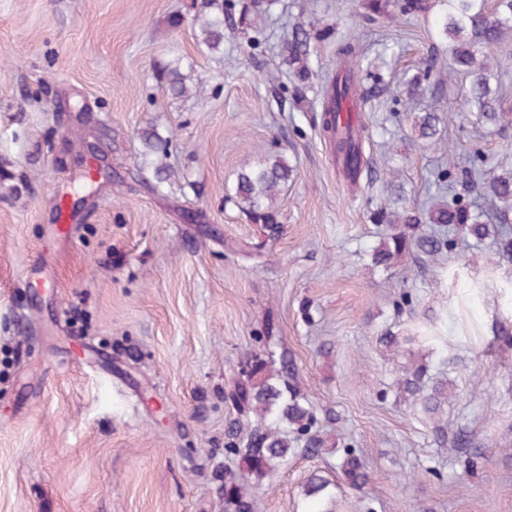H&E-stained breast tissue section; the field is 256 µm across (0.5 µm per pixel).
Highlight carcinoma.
<instances>
[{"instance_id": "cac0c4a2", "label": "carcinoma", "mask_w": 512, "mask_h": 512, "mask_svg": "<svg viewBox=\"0 0 512 512\" xmlns=\"http://www.w3.org/2000/svg\"><path fill=\"white\" fill-rule=\"evenodd\" d=\"M442 6L438 14L439 33L448 39V69L466 75L470 82L469 104L476 120L492 126L506 127V113L496 109L498 88L492 72L491 50L512 33V0H363V16L374 23L380 17H415L428 13L433 7ZM235 0H210L209 12L199 19V43L210 53H219L224 44V23L232 20ZM311 54V37L308 31L297 27L288 40V60L299 64L296 70L299 81L309 78L306 65ZM336 55L340 66L336 74L327 78L323 86L324 102L321 108V132L333 148L334 161H343L342 171L354 183L369 171L366 143L370 139L362 120L354 125L341 126L339 114L342 106L349 112H360L376 93L384 89L381 74L366 69L365 79L372 81L368 87L355 76L352 67L357 57L356 45L350 41L338 44ZM193 64L182 63L176 58L165 66L169 90L175 97L190 94ZM435 113L424 112L417 117L414 127L422 146L433 142L437 135ZM293 167L282 155H270L255 167L241 169L235 185L225 194L253 224H261L275 231L278 212L275 198L282 184L291 176ZM448 187L457 184L465 187L478 199L488 201L495 223L503 225L497 241L498 254L512 261V170L498 171L487 166L481 153H476L470 164L460 167L448 159ZM482 209L474 210L461 203H439L427 215L432 224L458 226L476 240L489 235L490 225L484 220ZM378 224L390 225L386 237L374 250L375 263L389 265L411 247L424 254H435L448 247L443 236L413 239L408 229L422 223L419 215L406 210L380 209L374 213ZM250 372L246 379L238 380L231 397L243 416L253 415L257 425L250 430L245 445L236 440L224 444V450L240 461V472L224 475V512H253L252 486L288 464L296 453L300 437L308 434L315 420L301 399L281 381L272 362L257 354L248 357ZM424 367L414 368L405 378V387L414 403L424 407L434 420L441 421L442 406L448 404L452 394L435 391L421 394ZM344 481L352 488L361 489L369 480L361 461L349 454L340 464ZM332 482L313 473L306 483V495L317 500L335 502Z\"/></svg>"}]
</instances>
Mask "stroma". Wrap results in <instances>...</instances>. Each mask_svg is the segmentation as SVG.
I'll use <instances>...</instances> for the list:
<instances>
[{"mask_svg":"<svg viewBox=\"0 0 512 512\" xmlns=\"http://www.w3.org/2000/svg\"><path fill=\"white\" fill-rule=\"evenodd\" d=\"M206 3L0 0V512H224L238 467L225 395L253 353L288 361L327 436L263 481L256 512H312L315 471L336 482V512H512V262L470 238L372 261L388 170L405 207L425 210L447 148L512 169V127L477 125L460 75L437 100L409 96L406 79L448 55L435 14L366 28L362 0H256L263 31L228 25L211 54ZM296 24L313 35L302 84L283 47ZM343 36L386 83L363 114L378 175L356 185L319 127ZM178 55L199 96L170 95L161 71ZM423 108L440 129L426 148L411 126ZM147 131L166 155L146 151ZM90 150L111 181L85 186ZM270 154L294 169L273 237L225 198ZM74 190L83 205L62 237L56 199ZM238 242L253 256L230 252ZM411 363L427 366L424 393L453 385L448 424L484 456L449 454L412 408ZM349 448L366 491L341 481Z\"/></svg>","mask_w":512,"mask_h":512,"instance_id":"stroma-1","label":"stroma"}]
</instances>
